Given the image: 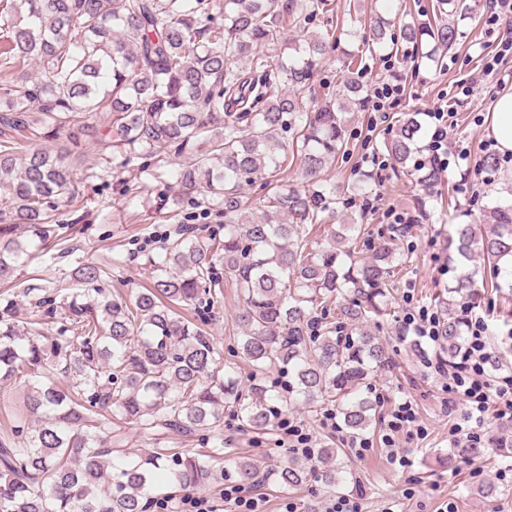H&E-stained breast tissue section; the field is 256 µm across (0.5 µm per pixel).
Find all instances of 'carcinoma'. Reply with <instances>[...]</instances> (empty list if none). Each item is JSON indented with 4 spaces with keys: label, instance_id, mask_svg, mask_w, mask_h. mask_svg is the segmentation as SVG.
Returning a JSON list of instances; mask_svg holds the SVG:
<instances>
[{
    "label": "carcinoma",
    "instance_id": "obj_1",
    "mask_svg": "<svg viewBox=\"0 0 512 512\" xmlns=\"http://www.w3.org/2000/svg\"><path fill=\"white\" fill-rule=\"evenodd\" d=\"M334 11L333 0H0V236L22 224L28 238L0 243V279L25 266L30 248L57 238L60 201L84 205L71 158L88 177L110 165L89 153L82 137L162 182L169 170L160 152L180 158L183 195L203 191L208 210L224 219L202 235L192 227L147 258L152 285L114 298L109 270L79 258L78 291L55 301L24 292L0 293V381L25 378L26 413L13 437L0 441V512H149L159 504L155 481L165 476L184 490L237 477L258 480L254 461L240 457L234 472L224 458V419L258 432L279 427L288 408H335L346 430L375 427L378 402L371 375L390 368L387 343L364 324L382 316L395 287L399 234L380 236L369 256L357 248L366 228L354 221L342 191L324 178L348 159L354 144L346 114L365 102L359 80L364 58L345 56L339 88L323 95L313 84L322 59L336 48L333 25L283 45L286 28ZM448 19L396 27L383 15L370 25V53L399 52L404 42L437 65L460 44L456 17L465 0H439ZM67 131L56 152L24 150L32 138ZM420 136L413 116L402 117L381 143L394 171L406 168ZM299 165L308 188L288 181ZM479 166L495 182L499 157ZM423 194L410 221L429 220L426 199L442 181L436 166L421 168ZM267 190L251 207L246 188ZM485 231L457 224L448 236V264L462 268L448 289L445 352L462 346L469 304L479 289L501 288L512 257V199L480 208ZM340 220L330 242L311 243L306 227ZM234 282L242 308L238 353L252 366L241 384L224 363V348L204 326L223 297L216 263ZM195 305L188 319L177 307ZM28 306L25 317L19 308ZM62 312L65 324L46 336L40 325ZM341 321H336V316ZM288 371V395L268 384ZM68 379L61 385L54 372ZM33 418L27 423V418ZM152 440L128 458L126 426ZM196 441L177 448L168 435ZM340 448H319L321 478L345 479ZM308 468L291 461L270 472L283 489L303 484Z\"/></svg>",
    "mask_w": 512,
    "mask_h": 512
}]
</instances>
